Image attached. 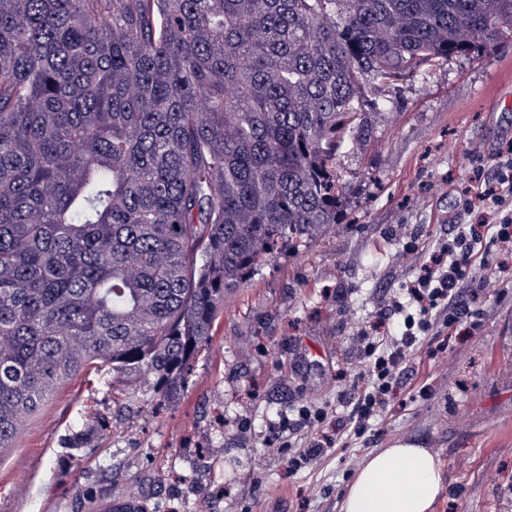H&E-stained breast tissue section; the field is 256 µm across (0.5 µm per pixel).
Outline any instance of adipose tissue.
Here are the masks:
<instances>
[{
  "label": "adipose tissue",
  "mask_w": 512,
  "mask_h": 512,
  "mask_svg": "<svg viewBox=\"0 0 512 512\" xmlns=\"http://www.w3.org/2000/svg\"><path fill=\"white\" fill-rule=\"evenodd\" d=\"M444 490L436 455L402 440L361 461L344 493L341 512H434Z\"/></svg>",
  "instance_id": "1"
}]
</instances>
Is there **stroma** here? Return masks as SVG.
I'll list each match as a JSON object with an SVG mask.
<instances>
[{"instance_id":"35a3bbf8","label":"stroma","mask_w":512,"mask_h":512,"mask_svg":"<svg viewBox=\"0 0 512 512\" xmlns=\"http://www.w3.org/2000/svg\"><path fill=\"white\" fill-rule=\"evenodd\" d=\"M510 72L512 37L370 91L384 108L370 140L339 158L351 185L339 222L294 240L228 298L177 401L157 407L152 374L125 382L99 361L58 385L0 450V512H99L129 496L145 512H340L360 461L400 440L442 464L435 512H512V285L472 302L478 332L461 322L446 353L424 337L361 437L292 472L299 443L269 431L303 406L349 413L356 325L376 323L447 238L449 194L512 142Z\"/></svg>"}]
</instances>
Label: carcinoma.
Listing matches in <instances>:
<instances>
[{"label": "carcinoma", "instance_id": "carcinoma-1", "mask_svg": "<svg viewBox=\"0 0 512 512\" xmlns=\"http://www.w3.org/2000/svg\"><path fill=\"white\" fill-rule=\"evenodd\" d=\"M512 0H0V449L97 360L180 398L229 294L335 224L362 96Z\"/></svg>", "mask_w": 512, "mask_h": 512}]
</instances>
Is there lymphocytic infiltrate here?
<instances>
[{
    "instance_id": "obj_1",
    "label": "lymphocytic infiltrate",
    "mask_w": 512,
    "mask_h": 512,
    "mask_svg": "<svg viewBox=\"0 0 512 512\" xmlns=\"http://www.w3.org/2000/svg\"><path fill=\"white\" fill-rule=\"evenodd\" d=\"M451 231L429 254L418 274L391 295L378 317L385 335L373 328L356 330V341L368 360L346 420L332 410L302 409L288 426L289 433L302 435L305 443L288 464L291 470L322 457L335 447L341 430L361 436L387 406L396 380L407 367L409 353L433 327L454 330L468 316L467 295L499 287L512 277V268L500 265L496 275L486 274L485 251L492 248L512 255V146L503 145L498 156L497 176L476 180L450 217Z\"/></svg>"
}]
</instances>
